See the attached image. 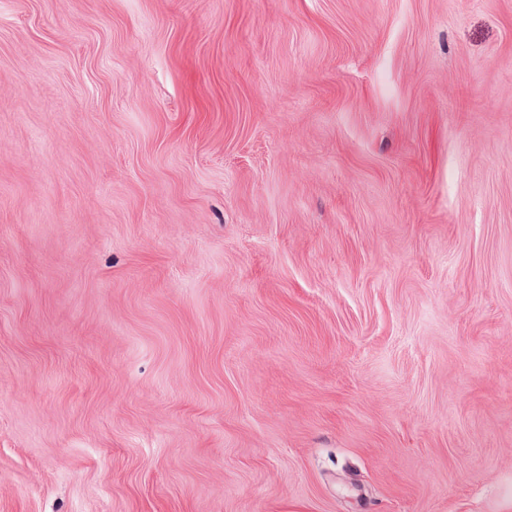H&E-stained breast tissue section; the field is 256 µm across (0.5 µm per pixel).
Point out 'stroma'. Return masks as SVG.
<instances>
[{"instance_id": "35a3bbf8", "label": "stroma", "mask_w": 512, "mask_h": 512, "mask_svg": "<svg viewBox=\"0 0 512 512\" xmlns=\"http://www.w3.org/2000/svg\"><path fill=\"white\" fill-rule=\"evenodd\" d=\"M0 512H512V0H0Z\"/></svg>"}]
</instances>
